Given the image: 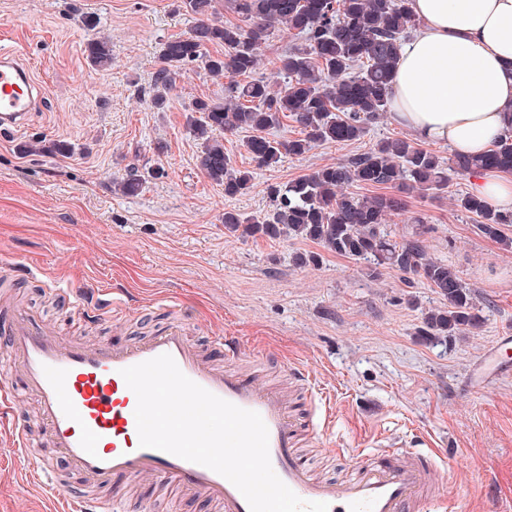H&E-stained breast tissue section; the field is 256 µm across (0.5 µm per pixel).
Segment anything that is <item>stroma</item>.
<instances>
[{
    "label": "stroma",
    "mask_w": 512,
    "mask_h": 512,
    "mask_svg": "<svg viewBox=\"0 0 512 512\" xmlns=\"http://www.w3.org/2000/svg\"><path fill=\"white\" fill-rule=\"evenodd\" d=\"M181 3L0 0V48L19 54L45 89L22 130L0 133V276L8 279L0 291L85 344L136 342L176 319L204 348L217 332L240 337L245 349L268 353L270 379L300 366L330 395L335 416L319 429L313 457L319 476L347 472L346 448H414L432 456L458 512H512V376L479 393L468 388L496 338L512 332V250L483 237L456 204L477 174H449L447 189L412 193L389 218L393 237L420 232L427 255L453 266L482 310L479 329L443 345L419 334L422 310L442 304L422 278L387 268L372 277L308 240L228 235L225 211L265 213L268 185L407 131L385 115L358 142L262 168L246 134H225L234 165L253 173L247 194L225 197L198 167L186 126L194 100L223 95L224 80L198 62L181 71L165 111L149 101L160 43L194 23ZM95 36L112 44L108 70L84 55ZM42 140L74 152H30ZM131 167L157 172L133 197L116 186ZM298 252L320 253L319 265L295 266ZM114 288L126 296L121 313L107 307L74 325L75 298ZM35 410L29 398L0 409V512L60 506L37 474V452L15 445V424L32 421Z\"/></svg>",
    "instance_id": "1"
}]
</instances>
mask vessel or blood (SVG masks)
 Here are the masks:
<instances>
[{"mask_svg": "<svg viewBox=\"0 0 512 512\" xmlns=\"http://www.w3.org/2000/svg\"><path fill=\"white\" fill-rule=\"evenodd\" d=\"M43 95L30 69L0 54V131L25 125ZM13 361L9 380L0 382V406L16 390L32 395L38 422L49 434L52 454L68 460L90 483L150 478L181 492L204 496L221 512H250L240 491L211 469L175 455L139 445L134 411L137 398L121 369L162 354L173 357L192 381L241 408L258 412L269 432L271 465L277 476L302 500L327 503L328 512H433L431 490L437 467L409 449L359 455L348 475L323 478L299 448L298 420L286 394L276 385L235 367L244 354L236 336L216 335L212 351L190 342L183 325L174 324L147 340L86 346L38 322L34 314L16 311L0 325ZM222 360H215V353ZM488 367L477 368L470 381L485 389L512 373V334L490 348ZM99 512H152L149 499L109 500Z\"/></svg>", "mask_w": 512, "mask_h": 512, "instance_id": "b4317fda", "label": "vessel or blood"}]
</instances>
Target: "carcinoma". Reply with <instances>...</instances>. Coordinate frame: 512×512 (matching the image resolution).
Wrapping results in <instances>:
<instances>
[{
    "instance_id": "carcinoma-1",
    "label": "carcinoma",
    "mask_w": 512,
    "mask_h": 512,
    "mask_svg": "<svg viewBox=\"0 0 512 512\" xmlns=\"http://www.w3.org/2000/svg\"><path fill=\"white\" fill-rule=\"evenodd\" d=\"M183 4L194 15V25L186 35L161 43L150 102L164 110L176 76L194 62H202L213 77L226 72L234 76L224 86V96L196 99L187 116L190 131L200 141L201 171L231 198L251 188L252 174L234 167L224 153V133H250L246 146L259 167L278 163L284 154L304 157L318 144L359 141L388 112L402 45L418 26L409 0H224L234 22L218 16L216 0ZM282 27L296 32L301 43L274 58L279 81L272 83L258 70L264 45ZM210 45L221 52L204 55ZM85 52L95 69L112 64V49L104 37L88 40ZM288 116L302 128L301 135L268 137ZM30 151L67 155L73 148L57 141ZM491 169L512 171V129L488 153L452 154L446 162L410 139L387 138L344 163L324 165L270 187L272 207L259 216L224 212V230L237 238L300 237L364 264L372 275L388 268L422 277L448 302L424 318V335L438 342L478 328L479 307L457 271L428 257L419 240H394L387 218L405 208V193L448 187L450 171L464 175ZM355 183L393 193L359 196L344 191ZM145 184L136 167L117 182L128 196L143 192ZM458 207L476 217L484 237L512 249V240L503 235V226L512 224V212L501 213L473 193L459 198Z\"/></svg>"
}]
</instances>
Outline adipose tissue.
Here are the masks:
<instances>
[{
	"label": "adipose tissue",
	"instance_id": "ef3b65f1",
	"mask_svg": "<svg viewBox=\"0 0 512 512\" xmlns=\"http://www.w3.org/2000/svg\"><path fill=\"white\" fill-rule=\"evenodd\" d=\"M391 115L421 141L478 156L512 129V0H410Z\"/></svg>",
	"mask_w": 512,
	"mask_h": 512
}]
</instances>
